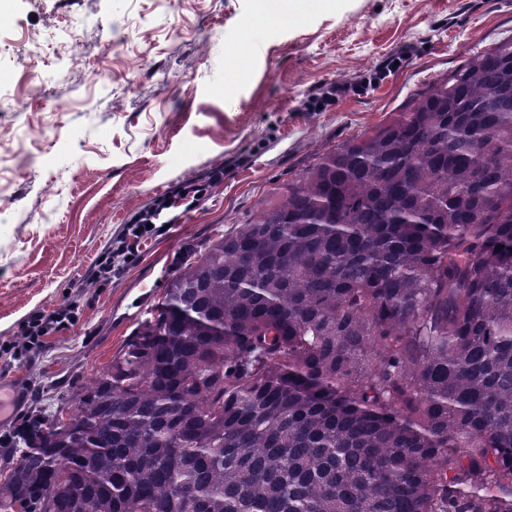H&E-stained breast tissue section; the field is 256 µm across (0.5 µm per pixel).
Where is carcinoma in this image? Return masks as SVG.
<instances>
[{
    "instance_id": "carcinoma-1",
    "label": "carcinoma",
    "mask_w": 512,
    "mask_h": 512,
    "mask_svg": "<svg viewBox=\"0 0 512 512\" xmlns=\"http://www.w3.org/2000/svg\"><path fill=\"white\" fill-rule=\"evenodd\" d=\"M512 512V37L186 248L0 512Z\"/></svg>"
}]
</instances>
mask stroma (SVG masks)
I'll return each mask as SVG.
<instances>
[{"label": "stroma", "instance_id": "stroma-1", "mask_svg": "<svg viewBox=\"0 0 512 512\" xmlns=\"http://www.w3.org/2000/svg\"><path fill=\"white\" fill-rule=\"evenodd\" d=\"M510 36L512 0H0V383L19 394L0 433L73 406L188 245ZM404 47L379 84L306 108ZM222 164L121 275L87 281L133 216ZM68 302L76 325L3 352L32 311Z\"/></svg>", "mask_w": 512, "mask_h": 512}]
</instances>
